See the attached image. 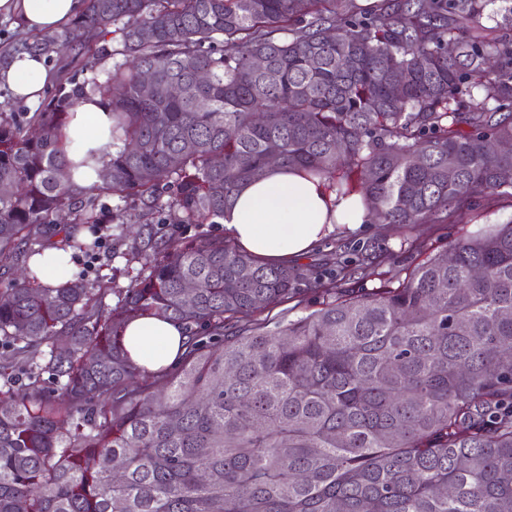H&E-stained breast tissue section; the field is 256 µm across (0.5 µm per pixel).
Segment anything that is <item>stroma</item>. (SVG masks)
<instances>
[{
  "instance_id": "35a3bbf8",
  "label": "stroma",
  "mask_w": 512,
  "mask_h": 512,
  "mask_svg": "<svg viewBox=\"0 0 512 512\" xmlns=\"http://www.w3.org/2000/svg\"><path fill=\"white\" fill-rule=\"evenodd\" d=\"M98 209L103 212L100 225L80 224L74 231L82 240L100 237L101 245L96 252L89 253L78 249L76 258L82 278L88 284L97 280L110 281L112 291L105 302L115 308L120 304L127 288L133 287L145 274L144 258L160 245L170 234L191 239L199 233L223 235L220 224L184 226L178 224L173 211L146 216L136 200H121L112 196L100 198ZM512 218V200L498 196L472 205L465 214L449 224L434 227L418 226L410 234H403L393 224H368L365 231L358 234H335L320 247L307 255L306 260L316 269H323L331 262L338 246L348 248H368L385 250L389 257L385 262L369 270L364 281L365 287L376 288L386 281L404 278L407 268L428 255L443 251L459 238L474 234L489 224H498ZM417 240V250H409L407 238Z\"/></svg>"
}]
</instances>
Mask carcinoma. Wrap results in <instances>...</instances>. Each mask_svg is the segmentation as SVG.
I'll use <instances>...</instances> for the list:
<instances>
[{
	"instance_id": "obj_1",
	"label": "carcinoma",
	"mask_w": 512,
	"mask_h": 512,
	"mask_svg": "<svg viewBox=\"0 0 512 512\" xmlns=\"http://www.w3.org/2000/svg\"><path fill=\"white\" fill-rule=\"evenodd\" d=\"M483 10L87 0L71 62L109 56L105 79L66 78L29 118L0 112V268L23 267L0 296V335L14 345L0 366L65 344L47 361L61 396L0 387V512H512V364L499 358L512 351V220L371 289L381 250L313 273L207 233L168 238L116 309L107 285L52 288L30 264L59 212L99 223L67 179L63 134L91 95L111 107L116 147L99 194L133 195L181 224L220 223L273 164L408 229L512 190V154L490 147L512 142V46L489 37ZM110 33L117 47L97 46ZM61 48L38 35L22 46L48 58ZM173 82L182 95L169 96ZM312 289L319 308L272 327L260 318ZM145 315L187 334L180 370L155 376L156 390L131 384L141 371L122 346L126 323Z\"/></svg>"
}]
</instances>
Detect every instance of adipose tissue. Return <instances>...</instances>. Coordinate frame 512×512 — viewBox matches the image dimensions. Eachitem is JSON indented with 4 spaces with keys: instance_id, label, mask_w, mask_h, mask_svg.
<instances>
[{
    "instance_id": "1",
    "label": "adipose tissue",
    "mask_w": 512,
    "mask_h": 512,
    "mask_svg": "<svg viewBox=\"0 0 512 512\" xmlns=\"http://www.w3.org/2000/svg\"><path fill=\"white\" fill-rule=\"evenodd\" d=\"M85 0H0V16L21 30L49 34L78 19ZM57 78L44 56L21 53L0 63V89L30 106L38 104ZM112 114L100 97L80 100L65 126L71 183L78 188L97 184L112 152ZM369 217L358 197H340L318 179L274 165L265 176L238 192L224 214V235L264 264H290L309 254L331 234L354 231ZM186 340L179 323L156 316L130 322L123 346L130 361L144 373L169 368Z\"/></svg>"
}]
</instances>
